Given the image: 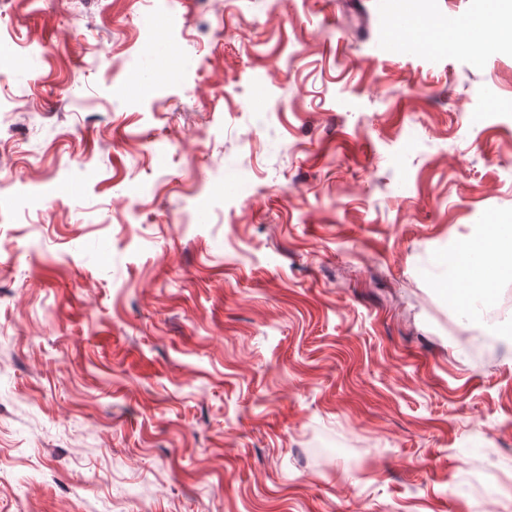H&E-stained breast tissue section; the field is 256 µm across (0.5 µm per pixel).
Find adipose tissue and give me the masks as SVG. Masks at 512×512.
I'll use <instances>...</instances> for the list:
<instances>
[{"mask_svg":"<svg viewBox=\"0 0 512 512\" xmlns=\"http://www.w3.org/2000/svg\"><path fill=\"white\" fill-rule=\"evenodd\" d=\"M508 0H484L481 10L464 21L441 28L434 21H424L435 42L476 45L490 36L503 35L502 7ZM451 264L457 277L466 285L469 301L490 299L498 280L512 277V225L492 224L479 237L461 246Z\"/></svg>","mask_w":512,"mask_h":512,"instance_id":"ef3b65f1","label":"adipose tissue"}]
</instances>
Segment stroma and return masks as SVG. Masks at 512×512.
I'll use <instances>...</instances> for the list:
<instances>
[{"mask_svg": "<svg viewBox=\"0 0 512 512\" xmlns=\"http://www.w3.org/2000/svg\"><path fill=\"white\" fill-rule=\"evenodd\" d=\"M381 0H0V512H506L512 54ZM479 237L461 246L451 264L457 278L466 284L464 298L468 301L490 299L498 280L512 277V225L489 224Z\"/></svg>", "mask_w": 512, "mask_h": 512, "instance_id": "35a3bbf8", "label": "stroma"}]
</instances>
